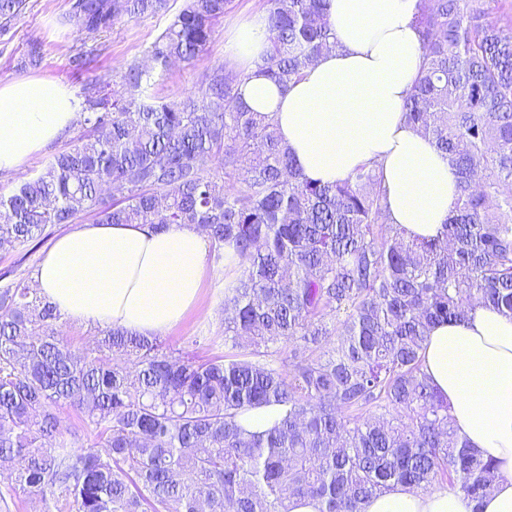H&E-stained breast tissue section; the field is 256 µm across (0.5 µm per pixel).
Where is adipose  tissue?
<instances>
[{
	"mask_svg": "<svg viewBox=\"0 0 512 512\" xmlns=\"http://www.w3.org/2000/svg\"><path fill=\"white\" fill-rule=\"evenodd\" d=\"M417 0H330L337 47L289 88L261 73L268 49L264 16L235 30L230 49L244 73L243 102L273 115L303 175L341 181L357 166L381 165L389 221L408 236L435 237L457 198L447 157L405 118L422 42ZM77 119L59 82L18 79L0 85V171L21 170ZM207 238L195 227L89 223L58 237L38 265L37 291L75 323L121 327L141 336L169 333L198 302ZM423 370L448 401L457 432L500 478L481 512H512V317L473 308L460 323L433 327ZM445 487L395 488L364 512H472Z\"/></svg>",
	"mask_w": 512,
	"mask_h": 512,
	"instance_id": "adipose-tissue-1",
	"label": "adipose tissue"
}]
</instances>
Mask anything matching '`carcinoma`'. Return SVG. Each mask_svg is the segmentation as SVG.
<instances>
[{"instance_id":"carcinoma-1","label":"carcinoma","mask_w":512,"mask_h":512,"mask_svg":"<svg viewBox=\"0 0 512 512\" xmlns=\"http://www.w3.org/2000/svg\"><path fill=\"white\" fill-rule=\"evenodd\" d=\"M328 0H267L266 77L282 88L336 48ZM418 0L419 76L404 112L448 156L458 196L440 235L388 222L379 165L301 173L272 118L242 105L243 73L207 68L182 99L154 73L206 49L233 0H184L148 50L86 88L83 132L0 196V249L51 224H191L210 255L233 246L224 353L200 357L120 327L95 345L60 335L27 279L0 289V512L17 490L41 512H363L394 485L482 500L497 465L459 438L422 370L428 332L483 304L512 316V12L506 0ZM26 0H0V24ZM168 0H72L85 40ZM499 15L495 22L490 13ZM279 423L246 430V411ZM282 414L281 407L266 406L245 412L240 417V422L249 431L261 432L272 427Z\"/></svg>"}]
</instances>
